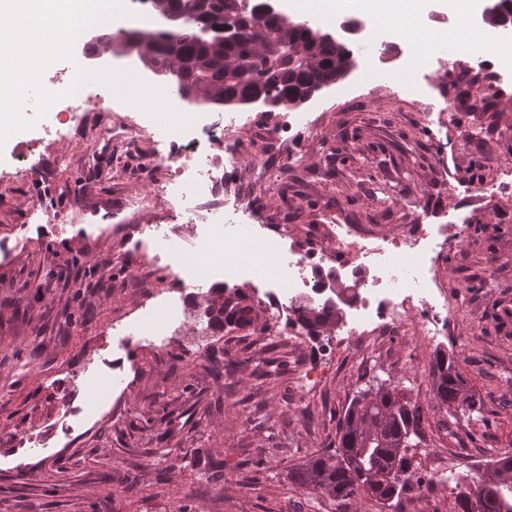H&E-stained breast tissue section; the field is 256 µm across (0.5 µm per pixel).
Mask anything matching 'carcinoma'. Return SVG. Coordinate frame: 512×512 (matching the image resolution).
I'll use <instances>...</instances> for the list:
<instances>
[{"label":"carcinoma","instance_id":"1","mask_svg":"<svg viewBox=\"0 0 512 512\" xmlns=\"http://www.w3.org/2000/svg\"><path fill=\"white\" fill-rule=\"evenodd\" d=\"M156 15L165 28L136 29L112 37L98 33L86 44V54L98 59L116 53L135 56L157 81L174 82L195 104L239 110L260 108L283 112V103L307 102L337 84L358 67L356 41L338 39L331 26L297 21L277 12L257 16L239 10L241 0H155ZM212 293L223 306L212 310L210 326L249 327L257 312L246 296L224 289ZM297 320L315 334L322 322L341 321L333 308L314 314L303 302L294 308ZM432 399L438 408L464 411L475 407L457 360L436 350L432 362ZM421 408L396 387L383 384L359 394L345 414L336 451L317 453L292 471L293 484L321 492L342 508L361 496L386 504L422 489L419 464L407 455L411 429L420 426ZM512 457L504 455L483 469L481 476L455 485V512H512Z\"/></svg>","mask_w":512,"mask_h":512}]
</instances>
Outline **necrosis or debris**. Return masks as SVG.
<instances>
[{
    "label": "necrosis or debris",
    "mask_w": 512,
    "mask_h": 512,
    "mask_svg": "<svg viewBox=\"0 0 512 512\" xmlns=\"http://www.w3.org/2000/svg\"><path fill=\"white\" fill-rule=\"evenodd\" d=\"M244 126V121L236 118L215 120L200 112L192 126L182 131L153 127L147 114L139 122L109 128L107 140L129 149L138 145L150 128L176 148L175 153L148 155L140 162L137 175L152 183L155 198L174 202L153 223L139 225L142 238L193 240L199 256L211 261L223 259L228 283L243 271L242 252H249L251 268L272 266L266 297L276 314L267 322L270 336L280 334L283 323H294L295 302L316 296L340 256L358 274L351 284L348 335L396 334L413 317L423 335H438L448 322V311L438 299L432 275L443 227L418 224L410 235L386 237H368L349 227L332 255L288 245L280 238L274 239L273 252L253 248L258 232L254 221L260 218L263 205L244 195L225 205L224 167H254L270 183L276 181L277 169L248 153L239 137ZM201 224L208 225L206 234H198Z\"/></svg>",
    "instance_id": "necrosis-or-debris-1"
}]
</instances>
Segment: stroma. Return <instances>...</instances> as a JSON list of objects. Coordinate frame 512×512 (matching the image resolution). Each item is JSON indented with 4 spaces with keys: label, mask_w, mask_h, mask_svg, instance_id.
Returning <instances> with one entry per match:
<instances>
[{
    "label": "stroma",
    "mask_w": 512,
    "mask_h": 512,
    "mask_svg": "<svg viewBox=\"0 0 512 512\" xmlns=\"http://www.w3.org/2000/svg\"><path fill=\"white\" fill-rule=\"evenodd\" d=\"M383 23L393 48L363 54L348 78L306 103L314 128L292 137L286 155L263 148L280 169L277 184L228 166L224 192L261 198L270 229L309 231L331 245L339 224L381 235L447 225L435 262L455 329L446 349L475 410L436 407L434 348L412 335L352 343L340 331L313 340L227 328L204 353L159 333L140 342L139 317L160 310L154 294L196 303L172 279L195 250L184 242L149 282L137 278L136 228L154 211L124 202L150 191L131 174L141 152L129 151L123 172L86 170L106 127L137 116L135 105L107 100L82 140L39 126L37 144L13 140L30 156L28 177L0 170V512H337L288 474L312 453L335 451L350 404L379 384L423 412L412 455L434 485L403 496L404 512H453L455 483L478 475V456L512 454V193L488 199L477 190L512 165V109L503 104L512 85L468 79L474 57L463 53L412 69L429 104L397 94L381 75L414 47L399 16ZM71 206L78 220L49 221ZM80 261L97 271L77 289L66 276ZM325 346L331 371L305 380ZM265 359L274 374L261 378L254 368Z\"/></svg>",
    "instance_id": "35a3bbf8"
}]
</instances>
